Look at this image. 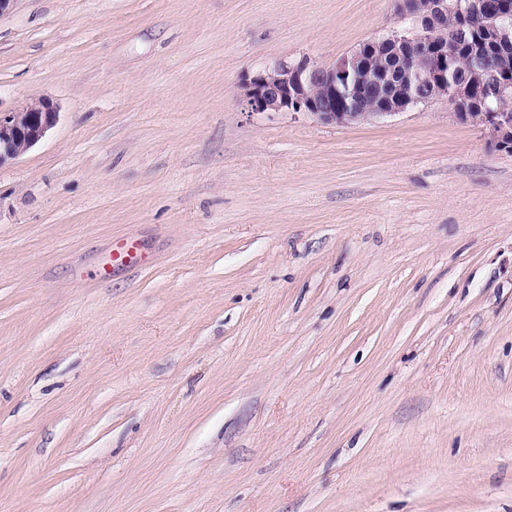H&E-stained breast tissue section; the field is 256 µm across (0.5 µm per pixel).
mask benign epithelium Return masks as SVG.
I'll list each match as a JSON object with an SVG mask.
<instances>
[{
    "label": "benign epithelium",
    "instance_id": "7a95c632",
    "mask_svg": "<svg viewBox=\"0 0 512 512\" xmlns=\"http://www.w3.org/2000/svg\"><path fill=\"white\" fill-rule=\"evenodd\" d=\"M400 2L402 10L416 21L413 30H392L368 40L328 66L306 57L297 62L275 59L242 82L247 107L253 112L302 113L324 124L348 126L445 98L456 120L480 128L496 150L512 154V112L485 104L488 97L499 99L512 88V71L483 61L470 67L465 80L453 79L456 55L448 48V11L458 14V30L479 22L491 33L495 59L505 57L512 46V15L501 11L497 0H483L475 15L457 0H440L425 13L412 11L411 0ZM410 43L432 48L422 66L402 72L400 91L387 95L389 75L376 69V59L383 56L384 46L397 53ZM57 115V107L47 99L0 110V165L38 144L56 123Z\"/></svg>",
    "mask_w": 512,
    "mask_h": 512
}]
</instances>
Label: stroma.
<instances>
[{
    "label": "stroma",
    "mask_w": 512,
    "mask_h": 512,
    "mask_svg": "<svg viewBox=\"0 0 512 512\" xmlns=\"http://www.w3.org/2000/svg\"><path fill=\"white\" fill-rule=\"evenodd\" d=\"M396 0H15L0 512H512V155L438 99L251 112ZM127 239L147 259L113 262ZM57 115V107L47 99L8 111L0 109V167L38 144L56 123Z\"/></svg>",
    "instance_id": "obj_1"
}]
</instances>
